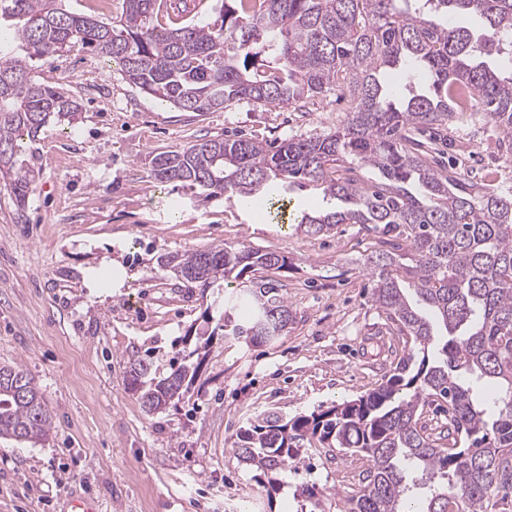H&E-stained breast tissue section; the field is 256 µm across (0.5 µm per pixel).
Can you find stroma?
<instances>
[{
	"instance_id": "stroma-1",
	"label": "stroma",
	"mask_w": 512,
	"mask_h": 512,
	"mask_svg": "<svg viewBox=\"0 0 512 512\" xmlns=\"http://www.w3.org/2000/svg\"><path fill=\"white\" fill-rule=\"evenodd\" d=\"M40 82L73 96L74 122H49L25 143L36 180L25 207L0 182V366L33 377L53 415L42 444L0 436V512H339L366 458L310 449L268 497L232 448L257 415L289 419L376 388L408 351L371 300L353 263L373 243L357 224L308 236L224 197L150 175L152 156L200 139L244 135L277 142L334 130L349 110L331 90L305 106L240 101L184 112L143 93L116 65L75 47L35 62ZM491 125H452L445 155L467 143L471 159L512 188V159ZM283 253L273 278L294 319L260 346L225 341L203 319L216 289L177 279L164 265L217 245ZM119 263L122 287L90 288V272ZM212 333L199 377L180 402L146 413L127 385L129 362L170 371L186 334ZM314 485L319 503L295 490Z\"/></svg>"
}]
</instances>
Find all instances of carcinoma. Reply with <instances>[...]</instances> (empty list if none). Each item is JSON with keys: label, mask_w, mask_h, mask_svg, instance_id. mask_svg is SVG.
Here are the masks:
<instances>
[{"label": "carcinoma", "mask_w": 512, "mask_h": 512, "mask_svg": "<svg viewBox=\"0 0 512 512\" xmlns=\"http://www.w3.org/2000/svg\"><path fill=\"white\" fill-rule=\"evenodd\" d=\"M168 23L161 24L159 15ZM473 14L479 30L448 23ZM167 0H122L108 22L63 0H0L18 51L0 49V179L20 203L35 180L18 162L23 137L50 121L75 120L79 104L31 75L32 62L75 44L120 66L147 95L187 112L235 102L288 105L346 88L350 111L335 130L277 145L208 139L156 154L162 183L197 186L285 215L280 189L320 186L342 203L290 223L316 236L360 224L374 236L357 269L373 282L372 301L413 341L393 373L356 399L287 421L259 416L240 428L234 454L258 472L268 495L288 486L306 449L364 454L365 485L345 512H487L512 489V191L440 166L429 129L485 121L512 151V0H224L206 25L180 21ZM378 178L365 181L357 168ZM175 276L200 288L232 278L224 296V338L252 344L282 335L286 299L259 270L288 268V256L250 246L170 255ZM198 350L165 377L137 358L129 387L147 413L180 401L195 380ZM448 421L436 434L420 408ZM52 414L20 366L0 367V435L41 443Z\"/></svg>", "instance_id": "carcinoma-1"}]
</instances>
